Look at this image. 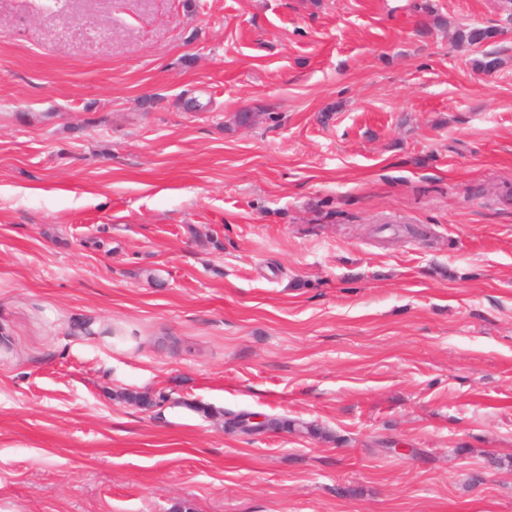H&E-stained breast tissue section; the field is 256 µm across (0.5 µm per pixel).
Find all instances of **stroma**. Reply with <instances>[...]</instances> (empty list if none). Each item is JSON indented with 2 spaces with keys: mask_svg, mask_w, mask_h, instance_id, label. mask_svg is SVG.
Wrapping results in <instances>:
<instances>
[{
  "mask_svg": "<svg viewBox=\"0 0 512 512\" xmlns=\"http://www.w3.org/2000/svg\"><path fill=\"white\" fill-rule=\"evenodd\" d=\"M491 454L497 0H0V512H512Z\"/></svg>",
  "mask_w": 512,
  "mask_h": 512,
  "instance_id": "obj_1",
  "label": "stroma"
}]
</instances>
